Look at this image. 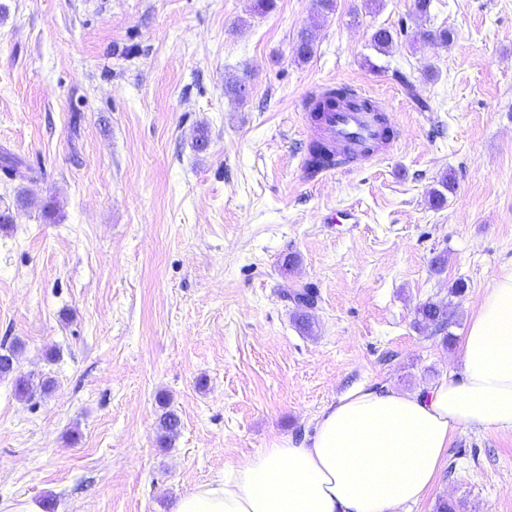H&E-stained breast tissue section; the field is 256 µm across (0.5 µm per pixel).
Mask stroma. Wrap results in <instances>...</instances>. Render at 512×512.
Returning a JSON list of instances; mask_svg holds the SVG:
<instances>
[{
	"mask_svg": "<svg viewBox=\"0 0 512 512\" xmlns=\"http://www.w3.org/2000/svg\"><path fill=\"white\" fill-rule=\"evenodd\" d=\"M404 24L453 38L373 50ZM338 85L378 96L396 144L311 176L299 105ZM0 148L43 172L0 181V346L20 348L0 379V512L48 495L54 512H171L354 388L423 393L459 369L512 271V0H431L421 20L414 0L322 17L315 0H0ZM429 300L447 332L415 327ZM19 375L52 386L23 398ZM166 406L181 424L163 447ZM442 499L512 512V431L458 428L408 512Z\"/></svg>",
	"mask_w": 512,
	"mask_h": 512,
	"instance_id": "stroma-1",
	"label": "stroma"
}]
</instances>
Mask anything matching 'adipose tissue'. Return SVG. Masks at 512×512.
<instances>
[{
	"label": "adipose tissue",
	"mask_w": 512,
	"mask_h": 512,
	"mask_svg": "<svg viewBox=\"0 0 512 512\" xmlns=\"http://www.w3.org/2000/svg\"><path fill=\"white\" fill-rule=\"evenodd\" d=\"M460 427L512 430V272L488 288L449 379L424 393L350 391L312 436L244 457L173 512H405L433 487Z\"/></svg>",
	"instance_id": "ef3b65f1"
}]
</instances>
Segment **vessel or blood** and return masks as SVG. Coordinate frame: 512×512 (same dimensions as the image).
<instances>
[{
  "label": "vessel or blood",
  "instance_id": "obj_1",
  "mask_svg": "<svg viewBox=\"0 0 512 512\" xmlns=\"http://www.w3.org/2000/svg\"><path fill=\"white\" fill-rule=\"evenodd\" d=\"M390 123L372 92L354 86L335 110L323 113L321 134L336 149L338 169L348 170L371 159L373 152L387 150L389 143L383 132Z\"/></svg>",
  "mask_w": 512,
  "mask_h": 512
}]
</instances>
